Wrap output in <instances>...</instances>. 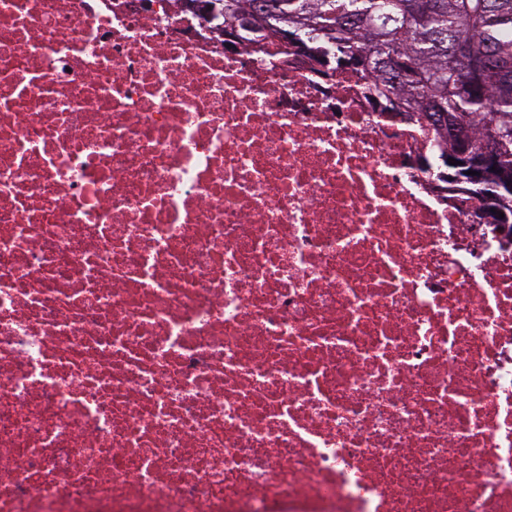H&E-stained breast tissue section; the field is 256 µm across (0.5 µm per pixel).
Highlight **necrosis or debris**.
<instances>
[{"mask_svg":"<svg viewBox=\"0 0 512 512\" xmlns=\"http://www.w3.org/2000/svg\"><path fill=\"white\" fill-rule=\"evenodd\" d=\"M429 151L180 0H0V512H512V232Z\"/></svg>","mask_w":512,"mask_h":512,"instance_id":"4bbe7bcc","label":"necrosis or debris"}]
</instances>
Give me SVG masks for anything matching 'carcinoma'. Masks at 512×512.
<instances>
[{
  "instance_id": "carcinoma-1",
  "label": "carcinoma",
  "mask_w": 512,
  "mask_h": 512,
  "mask_svg": "<svg viewBox=\"0 0 512 512\" xmlns=\"http://www.w3.org/2000/svg\"><path fill=\"white\" fill-rule=\"evenodd\" d=\"M224 22L248 14L288 30V45L325 67L350 71L370 99L404 114L437 147L433 166L459 161L473 197L493 194L512 225V0H214ZM496 151L484 186L466 172Z\"/></svg>"
}]
</instances>
